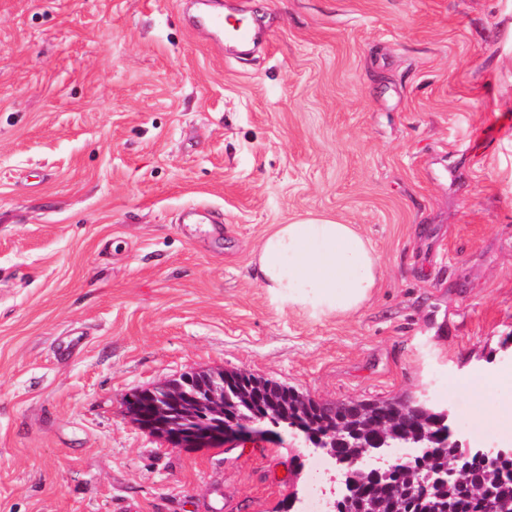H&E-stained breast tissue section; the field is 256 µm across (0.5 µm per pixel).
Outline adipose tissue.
Returning a JSON list of instances; mask_svg holds the SVG:
<instances>
[{
	"instance_id": "ef3b65f1",
	"label": "adipose tissue",
	"mask_w": 512,
	"mask_h": 512,
	"mask_svg": "<svg viewBox=\"0 0 512 512\" xmlns=\"http://www.w3.org/2000/svg\"><path fill=\"white\" fill-rule=\"evenodd\" d=\"M378 272L375 251L356 225L321 217L276 225L254 260L255 278L272 306L317 322L358 312Z\"/></svg>"
}]
</instances>
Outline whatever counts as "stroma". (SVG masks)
I'll use <instances>...</instances> for the list:
<instances>
[{"label":"stroma","instance_id":"35a3bbf8","mask_svg":"<svg viewBox=\"0 0 512 512\" xmlns=\"http://www.w3.org/2000/svg\"><path fill=\"white\" fill-rule=\"evenodd\" d=\"M0 0V512H276L312 481L288 434L187 450L122 397L242 370L315 399H424L512 448L452 380L511 366L512 0ZM192 208L219 224H185ZM357 225L373 298L271 307L253 250ZM80 337L68 349L70 337ZM218 0H203L202 5L205 7L196 17V23L208 30L217 37L224 36V31L233 43L239 46H249L255 43L257 39L256 32L243 21L228 17L224 22V9L206 2Z\"/></svg>","mask_w":512,"mask_h":512}]
</instances>
